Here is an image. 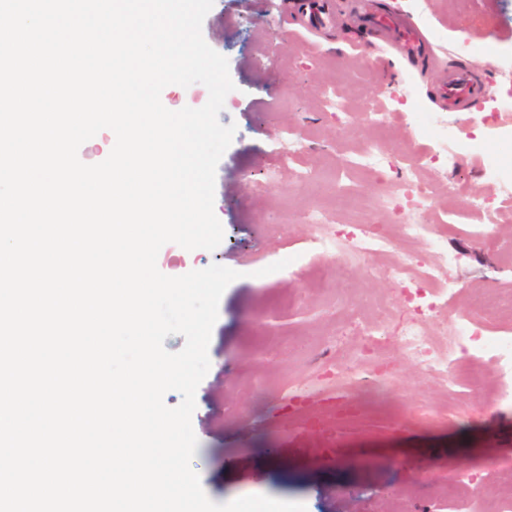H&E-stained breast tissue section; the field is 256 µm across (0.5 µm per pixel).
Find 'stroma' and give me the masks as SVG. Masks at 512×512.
I'll use <instances>...</instances> for the list:
<instances>
[{"label": "stroma", "mask_w": 512, "mask_h": 512, "mask_svg": "<svg viewBox=\"0 0 512 512\" xmlns=\"http://www.w3.org/2000/svg\"><path fill=\"white\" fill-rule=\"evenodd\" d=\"M293 0H215L202 24L204 39L229 62L235 85L219 114L236 132L216 170L215 205L224 229L212 251L168 243L157 267L181 276L219 264L240 274L224 291L208 348L210 369L196 391L192 426L198 447L192 467L216 503L256 494L304 504L306 512H479L499 494V468L512 460V389L495 362L481 363L483 386L445 390L440 378L405 359L398 325L409 315L402 289L360 264L337 266L317 251L315 227L302 213L319 211L325 223L390 224L385 208L410 173L401 166L380 176L361 171L367 143L394 149L422 146L432 160L422 176L435 195L401 216L445 224L451 265L440 276L456 288L430 323L444 333L448 318L472 310L477 297L494 302L512 289V257L499 245L512 240V197L486 180L475 156L443 167L437 146L418 143L410 110H429L439 67L461 63L485 75L494 91L470 112H441L438 120L482 135L501 148L499 132L485 128L512 87V0H385L434 40L438 68L418 69L359 28L368 0H335L334 27L293 23ZM490 42L488 57L465 44ZM370 112L382 124L367 121ZM352 207L336 211L333 199ZM503 199L509 212L487 225L472 209L476 198ZM294 216L288 235L273 226ZM284 269L267 273V266ZM390 303L395 322L366 361L353 315ZM373 373L393 371L377 414L336 430L332 465L316 454L320 440L302 420L282 415L291 387L323 362ZM472 478L468 496L451 500L452 478Z\"/></svg>", "instance_id": "stroma-1"}]
</instances>
